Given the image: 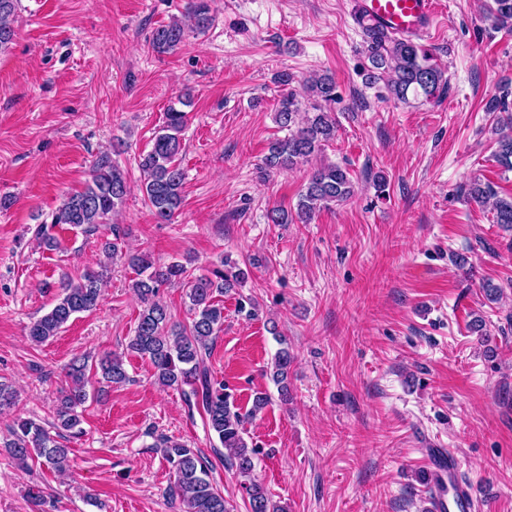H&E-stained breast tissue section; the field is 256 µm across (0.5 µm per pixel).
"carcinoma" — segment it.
I'll return each instance as SVG.
<instances>
[{
  "mask_svg": "<svg viewBox=\"0 0 512 512\" xmlns=\"http://www.w3.org/2000/svg\"><path fill=\"white\" fill-rule=\"evenodd\" d=\"M19 0H0V53L7 50L16 36L13 27ZM184 20H173L155 29L152 46L159 53L178 48L184 40L185 29L207 30L214 22L211 0H187ZM488 17L497 27L512 26V0H492ZM370 83L382 81L397 99L406 101L408 95H422L427 99L439 96L448 86L445 72L432 55L421 45L381 29H365ZM278 82L285 87L275 112L277 125L288 131V136L273 141L263 159L267 170H289L318 155L326 143L336 136V122L331 113L320 106L305 111L297 93L290 89L293 77L284 72ZM308 95L321 101L336 98V83L328 74L314 76L306 85ZM490 112H505L500 123L502 131L495 138L493 156L506 170H512V113L507 103L494 98ZM186 112L174 106L165 112L164 122L154 137L153 145L140 161L143 172L141 189L154 215L161 221L170 220L183 203L185 173L178 156L181 151V132ZM128 192L124 174L112 164L109 155L97 159L91 179L85 187L67 196L51 214L50 222L37 230V245L47 250L58 247L52 230L57 226L81 228L95 232L106 223ZM354 192L347 170L336 164H325L315 169L299 194V218L306 222L317 209L342 202ZM468 196L478 204L492 202L494 223L505 232H512V196L500 197L494 188L479 180L471 182ZM136 268L137 278L132 284L142 310L134 336L127 350L147 360L157 382L181 391L189 413L199 412L206 420L208 430L224 448V460L229 468L244 478L251 512H283L267 489L253 476L255 447L245 439L246 419L260 413L270 403L264 392L254 394L250 410L243 414L231 395L225 391L224 381L211 374L206 360L214 342L224 327V305L216 300L241 285L246 272L229 262L224 269H215L212 275H195L182 262L157 264L140 255L128 256ZM109 266L86 271L79 280L69 279L59 284L52 307L31 323L28 336L34 343H43L56 336L79 313L89 312L99 305L102 288L108 278ZM180 284L186 287L192 318L184 326L171 321L168 306L159 298L160 288ZM280 348L269 369L270 378L278 386L282 400H288V370L294 356L284 347L286 340L278 338ZM103 381L123 384L129 381L123 356L114 354L97 364ZM87 364L75 361L68 375L71 387L63 395L56 410V423L49 429L30 419L17 420L11 428V438L4 447L20 461L35 455L44 459L47 467L63 472L69 465V448L57 441L58 430L74 435L82 433L77 407L85 403ZM57 433H52V430ZM159 447L171 466L175 481L168 494L183 505L182 512H230V505L210 480L209 461L198 451L169 438L161 439Z\"/></svg>",
  "mask_w": 512,
  "mask_h": 512,
  "instance_id": "1",
  "label": "carcinoma"
}]
</instances>
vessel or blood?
I'll list each match as a JSON object with an SVG mask.
<instances>
[{
    "instance_id": "obj_1",
    "label": "vessel or blood",
    "mask_w": 512,
    "mask_h": 512,
    "mask_svg": "<svg viewBox=\"0 0 512 512\" xmlns=\"http://www.w3.org/2000/svg\"><path fill=\"white\" fill-rule=\"evenodd\" d=\"M361 16L372 26L407 38L427 34L435 25L436 0H360ZM427 462L432 469V512H472L474 499L458 474V458L449 448H431Z\"/></svg>"
}]
</instances>
